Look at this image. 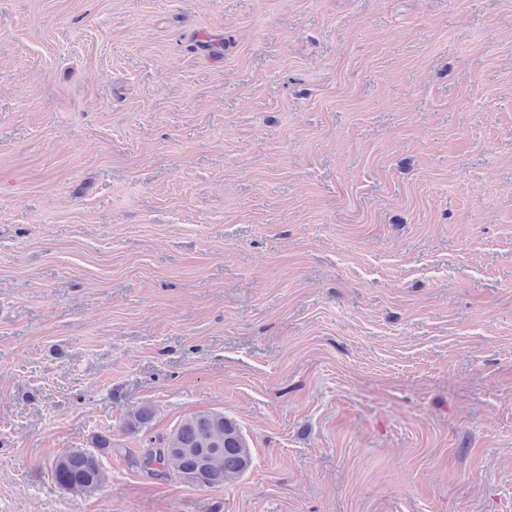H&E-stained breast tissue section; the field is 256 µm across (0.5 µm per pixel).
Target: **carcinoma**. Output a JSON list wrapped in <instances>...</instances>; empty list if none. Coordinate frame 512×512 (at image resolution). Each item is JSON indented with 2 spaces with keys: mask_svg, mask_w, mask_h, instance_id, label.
Segmentation results:
<instances>
[{
  "mask_svg": "<svg viewBox=\"0 0 512 512\" xmlns=\"http://www.w3.org/2000/svg\"><path fill=\"white\" fill-rule=\"evenodd\" d=\"M136 465L153 475L174 472L193 487L222 486L251 465L249 448L238 425L220 412L190 415L157 448L148 449ZM55 479L72 490H91L102 479L99 457L73 448L52 465Z\"/></svg>",
  "mask_w": 512,
  "mask_h": 512,
  "instance_id": "1",
  "label": "carcinoma"
}]
</instances>
